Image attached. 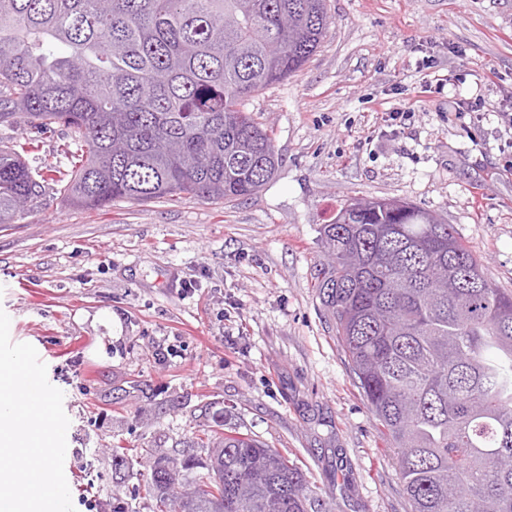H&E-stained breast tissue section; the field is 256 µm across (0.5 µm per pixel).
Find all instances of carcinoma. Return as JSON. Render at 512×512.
Masks as SVG:
<instances>
[{
    "label": "carcinoma",
    "instance_id": "1",
    "mask_svg": "<svg viewBox=\"0 0 512 512\" xmlns=\"http://www.w3.org/2000/svg\"><path fill=\"white\" fill-rule=\"evenodd\" d=\"M326 0H0V126L68 130L74 207L250 196L275 174L252 96L298 72ZM32 138H0V224L43 195ZM314 288L396 450L410 512H512V293L452 225L410 202L352 199L322 225ZM207 459L153 462V512H313L306 476L224 421ZM149 448H112L122 466Z\"/></svg>",
    "mask_w": 512,
    "mask_h": 512
}]
</instances>
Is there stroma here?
<instances>
[{
  "instance_id": "stroma-1",
  "label": "stroma",
  "mask_w": 512,
  "mask_h": 512,
  "mask_svg": "<svg viewBox=\"0 0 512 512\" xmlns=\"http://www.w3.org/2000/svg\"><path fill=\"white\" fill-rule=\"evenodd\" d=\"M327 10L309 62L249 102L281 158L256 194L85 210L50 187L0 224V309L64 394L76 512L115 498L152 512L135 495L151 459L191 451L218 412L300 467L319 512H410L393 445L311 284L320 228L350 198L405 200L453 225L512 292V135L500 120L512 113V0ZM68 142L61 127L38 135L27 161L54 178ZM117 444L152 457L114 467Z\"/></svg>"
}]
</instances>
